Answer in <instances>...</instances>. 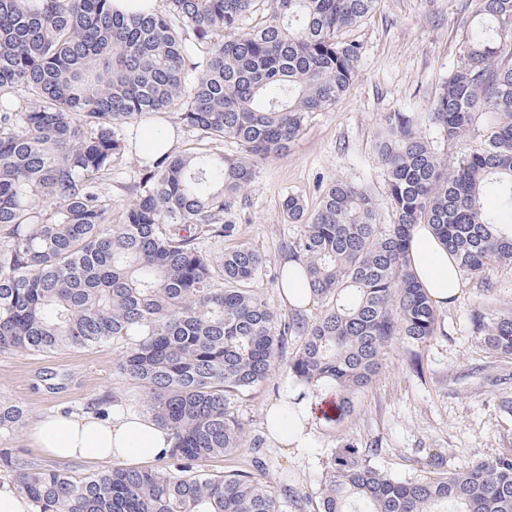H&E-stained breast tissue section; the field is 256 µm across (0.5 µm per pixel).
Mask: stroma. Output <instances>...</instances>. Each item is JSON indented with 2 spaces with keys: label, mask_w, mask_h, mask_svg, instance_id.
Instances as JSON below:
<instances>
[{
  "label": "stroma",
  "mask_w": 512,
  "mask_h": 512,
  "mask_svg": "<svg viewBox=\"0 0 512 512\" xmlns=\"http://www.w3.org/2000/svg\"><path fill=\"white\" fill-rule=\"evenodd\" d=\"M466 0H380L372 17L350 28L345 39L357 41L361 55L356 76L334 106L314 113L301 137L258 166L230 216V238H213L207 251L218 255L238 244L264 257L252 283L278 314L288 315L275 276L282 267V245L296 236L281 203L290 194L308 207L319 201V182L342 180L368 188L379 203L381 223L392 221L385 174L375 144L389 112L413 115L422 133L437 142L442 155L454 159L480 148V130L456 143L440 141L428 114L442 81L459 61L462 32L456 17ZM493 289L467 278L455 303L441 308L436 336L416 346L394 340L386 347L375 382L354 397L353 412L340 420L316 416L314 439L307 448H240L235 458L204 462V469L229 472L260 458L256 479L278 487L289 477L299 497L318 492L322 476L344 446H379L372 464L399 480L433 474L431 454H441L445 468L471 465L475 459L512 453V359L494 357L471 328V316L512 308V269L492 266ZM124 342L90 351L53 354H0V401L20 405L26 425L0 439L15 449L20 464L67 471L75 477L96 472L93 464L57 461L31 448L27 424L47 412L82 413L107 408L147 414L141 388L114 371ZM292 381L279 370L265 384L229 399V407L246 435L264 434L265 411L280 401Z\"/></svg>",
  "instance_id": "obj_1"
}]
</instances>
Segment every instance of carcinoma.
Returning a JSON list of instances; mask_svg holds the SVG:
<instances>
[{
    "label": "carcinoma",
    "mask_w": 512,
    "mask_h": 512,
    "mask_svg": "<svg viewBox=\"0 0 512 512\" xmlns=\"http://www.w3.org/2000/svg\"><path fill=\"white\" fill-rule=\"evenodd\" d=\"M166 3L121 15L110 0H0V353L130 340L115 369L171 439L168 470L118 465L79 479L18 468L0 449L34 512H281L250 473L199 468L246 442L229 396L283 368L306 389L334 390L341 418L392 340L436 335L438 306L409 264L415 224L487 289L490 266L512 268V236L498 230L504 216L512 225V0H473L460 62L429 113L448 143L485 117L480 149L451 162L411 116L388 112L377 150L393 223H379L368 189L339 180L313 210L283 199L284 217L301 225L285 251L321 302L312 319L279 317L247 287L264 265L255 249L214 258L203 242L234 234L226 215L254 168L347 92L361 47L340 35L379 0ZM169 115L200 144L140 159L112 223L114 165L146 117L166 141ZM227 139L236 154H224ZM471 323L482 346L512 358L511 309ZM24 420L0 402V437ZM377 452L336 455L315 512H512L511 455L458 471L434 461V476L401 481L370 463Z\"/></svg>",
    "instance_id": "obj_1"
}]
</instances>
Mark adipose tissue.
<instances>
[{"label": "adipose tissue", "mask_w": 512, "mask_h": 512, "mask_svg": "<svg viewBox=\"0 0 512 512\" xmlns=\"http://www.w3.org/2000/svg\"><path fill=\"white\" fill-rule=\"evenodd\" d=\"M410 267L432 301L446 306L462 292V282L454 260L426 224L412 229ZM297 412L285 418L279 406L267 408L265 425L268 438L283 448L308 447L313 435L310 401L286 392ZM32 447L47 458L87 463L106 461L148 464L166 456L171 440L166 430L145 415L116 413L102 417L92 412L46 414L28 429Z\"/></svg>", "instance_id": "obj_1"}]
</instances>
